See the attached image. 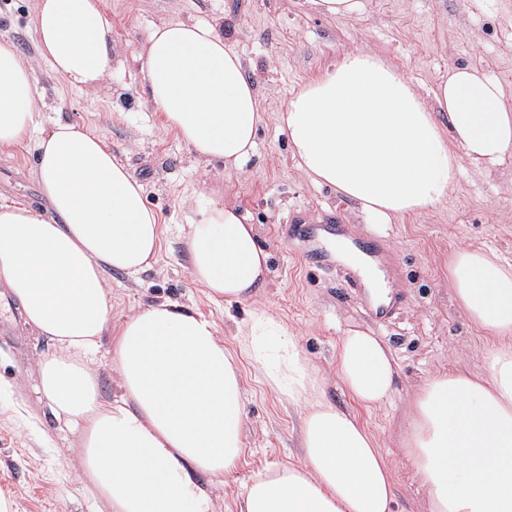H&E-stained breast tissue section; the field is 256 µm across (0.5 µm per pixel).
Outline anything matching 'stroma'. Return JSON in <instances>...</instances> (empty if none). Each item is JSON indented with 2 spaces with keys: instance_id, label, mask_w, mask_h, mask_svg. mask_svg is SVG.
<instances>
[{
  "instance_id": "1",
  "label": "stroma",
  "mask_w": 512,
  "mask_h": 512,
  "mask_svg": "<svg viewBox=\"0 0 512 512\" xmlns=\"http://www.w3.org/2000/svg\"><path fill=\"white\" fill-rule=\"evenodd\" d=\"M105 3L117 59L111 74L92 88H69L38 60L36 0H0V36L36 62L41 126L61 120L103 135L159 217L157 262L134 278L121 272L107 277L113 319L165 298L210 316L225 346H233L223 304L210 300L191 274L186 234L208 199L234 205L256 225L258 242L269 255L267 283L257 300L295 329L330 402L357 409L336 375L340 336L359 329L391 349L398 366L393 400L375 411L357 409L358 416L389 453L396 482L392 512H429L427 493L413 476L401 440L412 394L425 377L481 368L484 338L452 299L448 254L456 247H477L512 262V156L486 169L462 160L446 205L377 224L356 203L298 170L277 115L303 83L357 49L380 52L405 71L429 104L452 67L494 77L512 97V0H365L363 13L349 19L319 14L305 0ZM174 19L222 25L259 91L268 119L258 130L255 154L240 169L208 164L160 124L142 58L152 29ZM36 164L30 143L0 147V198L44 208ZM333 215L353 237L379 235L388 241L401 267L388 286L403 298L388 322L377 323L368 314L340 255H333L326 269L302 261L301 243L289 224H319ZM44 349L1 287L0 494L14 500L16 512H93L78 434H57L31 391ZM241 378L244 451L232 476L214 490L216 512H237L236 497L257 470L302 455L298 413L285 408L249 363H242Z\"/></svg>"
}]
</instances>
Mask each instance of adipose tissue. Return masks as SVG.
<instances>
[{"mask_svg": "<svg viewBox=\"0 0 512 512\" xmlns=\"http://www.w3.org/2000/svg\"><path fill=\"white\" fill-rule=\"evenodd\" d=\"M34 26L38 59L70 87L96 85L111 71L103 0H37ZM34 62L0 37V145L33 142L48 202L43 210L0 203V285L46 344L33 391L56 431L79 434L92 500L110 512H215V482L243 451L244 357L300 409L302 457L255 473L238 512H391L394 474L377 438L357 413L326 399L287 321L254 305L268 255L235 207L209 202L189 224L186 246L207 295L248 308L236 349L211 317L167 301L112 323L107 274L151 267L159 218L95 130L64 121L37 130ZM143 70L163 126L198 156L236 168L251 155L266 111L221 26L155 27ZM434 98L428 106L404 71L355 50L304 83L279 121L304 175L385 223L445 204L462 160L488 166L512 155V107L498 81L455 67ZM448 280L485 339L481 370L426 377L402 446L430 512H512V263L460 248L448 256ZM107 333L118 379L109 400L93 367ZM395 367L377 337H340L337 377L361 408L390 401Z\"/></svg>", "mask_w": 512, "mask_h": 512, "instance_id": "adipose-tissue-1", "label": "adipose tissue"}]
</instances>
